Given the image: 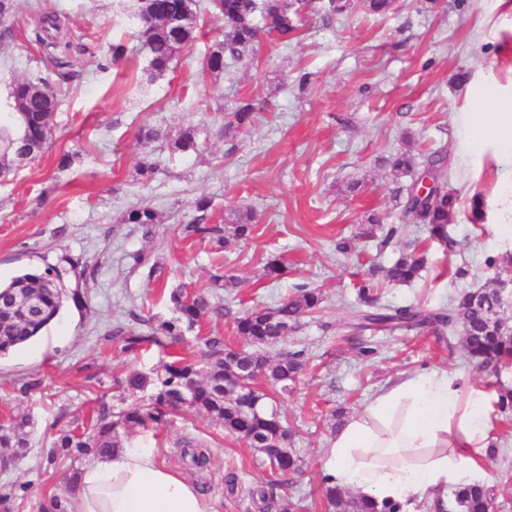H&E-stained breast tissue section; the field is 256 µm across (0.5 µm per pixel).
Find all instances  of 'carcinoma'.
Returning <instances> with one entry per match:
<instances>
[{
  "label": "carcinoma",
  "instance_id": "1",
  "mask_svg": "<svg viewBox=\"0 0 512 512\" xmlns=\"http://www.w3.org/2000/svg\"><path fill=\"white\" fill-rule=\"evenodd\" d=\"M137 26L138 38L148 51L147 79L153 80L170 69L180 52L197 40L196 19L200 11L209 12L222 21L221 39L206 57V68L213 73L224 71L225 62L238 61L248 52L256 51L260 34L278 42H290L300 31L302 11H325L342 15L354 7L353 0H328L325 6L311 0H140ZM59 18L53 13L42 14L34 29V41L62 54L70 43L59 41ZM55 82L36 76L17 80L11 87L14 108L22 117V130L14 133L0 128V172L8 163L24 158L34 159L45 148L51 132L50 121L61 105L59 86L71 79L67 63L52 58ZM254 122L253 105L240 102L231 113L223 130L247 128ZM172 153L199 152L196 131L189 126L168 141ZM396 179L411 181L401 184L398 195L403 200V212L412 223L426 226L430 237L447 245V226L456 213L458 197L448 191L446 154L439 150L425 157L423 174L430 176L435 188L420 200L410 194L414 162L408 153L397 150L386 159ZM210 201L201 199L196 210L201 215L183 225L182 232L191 237L209 239L219 244L227 238H247L253 231L255 217L252 211L237 212L235 222L221 226L207 224ZM127 224L146 228L157 223V214L149 206L127 211ZM424 258L417 252L405 253L390 265L370 270L368 278L358 289V303L351 306L344 325L351 333L375 329L393 333L401 329L436 326L446 331L460 327L463 349L469 361L481 367L512 366V327L500 315L497 290L477 288L462 292L446 310H425L413 305L386 307L378 302L379 287L383 283L409 284L418 278ZM212 293L193 294L175 289L169 299L177 317L158 325L149 319L141 320V331L115 328V334L124 337L129 350L152 345L166 346V342H185L184 331H191L212 311ZM11 299L34 307L26 320L13 318L0 310V357L8 355L29 341L38 338L59 315L69 299L62 274L54 268L44 271H23L8 283L0 285V307ZM322 294L315 289L300 288L284 299L275 309L252 308L237 317L235 334L243 345L232 350L218 337L204 340V348L193 359L165 363L150 373L130 372L121 382L128 393L151 391L147 405L131 403L113 411L105 404L94 410V415L83 428L64 431L52 442L47 461L52 464L57 449L72 450L75 457L99 456L119 447L120 430L131 425L160 422L165 415H176L192 410L206 414L224 427V432L243 439L257 449L268 461L270 469L286 476L301 471L302 459L288 448L291 432L281 417L273 398L255 387V380L264 378L281 393L288 392L292 376L302 372L306 360L304 351L293 350L272 360L260 347L276 344L284 339L283 331L297 327L300 318L321 309ZM251 367L255 378L244 386L237 380L239 364ZM30 422L15 417L0 424V465H6L26 454L29 445ZM182 456L190 458V465L203 469L209 458L199 445L186 441ZM327 512H400V505L378 502L346 492L321 478ZM454 500L463 512H493L492 490L485 484H472L453 492Z\"/></svg>",
  "mask_w": 512,
  "mask_h": 512
}]
</instances>
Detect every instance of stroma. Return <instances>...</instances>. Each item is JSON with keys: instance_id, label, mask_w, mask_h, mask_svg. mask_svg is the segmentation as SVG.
Here are the masks:
<instances>
[{"instance_id": "stroma-1", "label": "stroma", "mask_w": 512, "mask_h": 512, "mask_svg": "<svg viewBox=\"0 0 512 512\" xmlns=\"http://www.w3.org/2000/svg\"><path fill=\"white\" fill-rule=\"evenodd\" d=\"M14 35L0 39V124L20 131L10 97L14 80L51 68L45 51L30 43L40 15L56 13L69 41L73 74L51 122L44 151L0 174V281L22 268L56 267L76 291L45 336L0 357V423L25 416L30 445L13 468L0 470V512H43L51 497L64 496L65 477L88 458L46 453L60 431L83 423L96 401L115 405L113 384L132 370L150 371L177 359L181 348H124L115 324L140 330L174 316L169 293H193L216 274L232 276L217 290L214 313L187 332V339L220 336L236 343L235 317L244 310L276 307L307 286L321 292L322 310L303 316L284 341L265 346L269 357L288 348L305 350L307 362L278 406L292 430L291 447L305 461L289 477L281 497L301 501V512H326L320 488L321 458L333 438V415L362 411L391 376L440 367L466 372L478 387L512 388V367L492 375L476 369L461 347L433 330L394 334L365 331L375 357L362 361L357 343L340 322L357 300L370 265H386L422 245L426 261L409 284H384L383 305L437 309L473 288H497L504 318L512 321V263L497 262L492 235L461 208L448 226L446 248L411 223L396 196L397 183L383 164L397 150L423 157L442 148L448 156V189L461 198L496 189V160L485 153L460 167L462 113L473 108L472 89L494 74L512 94V5L505 0H395L392 11L370 15L304 13L300 37L290 45L261 41L255 56L212 73L203 67L220 22L198 17L200 38L170 70L147 81V56L136 38L139 0H17ZM125 37L130 52L112 63L109 46ZM250 100L249 130L218 133L217 119ZM158 140L141 144L139 126ZM195 126L200 154L173 155L166 140ZM72 155L60 168L62 155ZM157 163L142 177L143 157ZM208 198V220L223 223L236 211H254L251 237L225 245L184 237L181 224ZM148 205L159 220L151 229L124 223L129 208ZM377 213L396 226L389 243L365 238L367 216ZM353 241L350 253L336 244ZM285 265L266 274L271 259ZM40 386L21 393L28 378ZM495 454L480 465L495 489L496 512H512V417L495 422ZM205 444L211 464L192 470L180 442ZM157 445L165 465L188 475L215 512H260L250 488L271 480L260 453L226 435L206 414L167 417L158 428L133 426L121 447ZM241 482L228 490L224 474Z\"/></svg>"}]
</instances>
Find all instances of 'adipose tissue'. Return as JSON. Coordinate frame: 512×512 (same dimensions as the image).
Segmentation results:
<instances>
[{
	"label": "adipose tissue",
	"mask_w": 512,
	"mask_h": 512,
	"mask_svg": "<svg viewBox=\"0 0 512 512\" xmlns=\"http://www.w3.org/2000/svg\"><path fill=\"white\" fill-rule=\"evenodd\" d=\"M462 154L494 149L499 192L480 222L512 252V99L486 80L461 117ZM492 398L464 374L432 368L391 377L337 430L322 472L331 484L415 512L416 501L483 480L492 443ZM156 448H119L82 469L67 512H215L199 488L159 461Z\"/></svg>",
	"instance_id": "adipose-tissue-1"
}]
</instances>
